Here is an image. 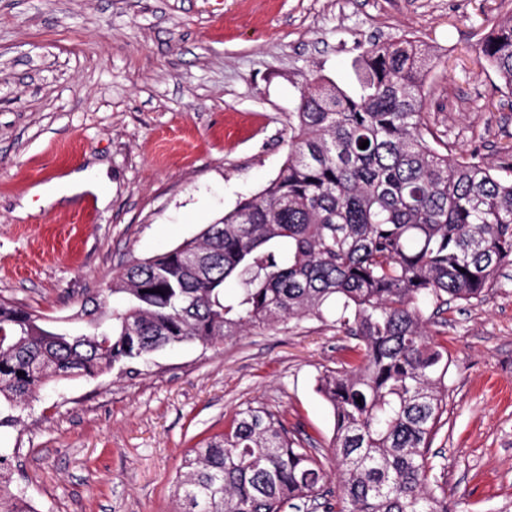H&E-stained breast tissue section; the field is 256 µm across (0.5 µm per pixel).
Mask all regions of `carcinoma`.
I'll return each instance as SVG.
<instances>
[{"label": "carcinoma", "mask_w": 512, "mask_h": 512, "mask_svg": "<svg viewBox=\"0 0 512 512\" xmlns=\"http://www.w3.org/2000/svg\"><path fill=\"white\" fill-rule=\"evenodd\" d=\"M476 55L512 92V16ZM425 77L408 35L368 43L351 93L311 75L274 178L198 237L130 262L81 329L46 328L0 298V426L19 423L14 411L51 382L146 365L185 343L216 347L337 302L336 326L357 343L353 362L318 377L333 473L280 415L248 406L186 456L175 512H448L430 454L448 399L438 337L448 301L480 300L512 266V146L492 163L436 147ZM230 281L241 285L232 302ZM426 301L438 319L424 317ZM332 475L336 494L324 490ZM12 483L0 455V512H35Z\"/></svg>", "instance_id": "1"}]
</instances>
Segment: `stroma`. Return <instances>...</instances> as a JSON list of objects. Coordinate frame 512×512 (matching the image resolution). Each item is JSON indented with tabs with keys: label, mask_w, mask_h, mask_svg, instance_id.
I'll list each match as a JSON object with an SVG mask.
<instances>
[{
	"label": "stroma",
	"mask_w": 512,
	"mask_h": 512,
	"mask_svg": "<svg viewBox=\"0 0 512 512\" xmlns=\"http://www.w3.org/2000/svg\"><path fill=\"white\" fill-rule=\"evenodd\" d=\"M512 0H0V297L52 319L101 296L132 259L196 237L274 177L306 77L346 90L370 37L431 55L430 128L486 160L512 145V94L475 49ZM96 168L93 193L35 187ZM448 410L431 452L449 512H512V268L455 301ZM334 308L134 372L51 383L0 427L37 512H174L185 456L263 406L329 454L316 390L354 339Z\"/></svg>",
	"instance_id": "35a3bbf8"
}]
</instances>
